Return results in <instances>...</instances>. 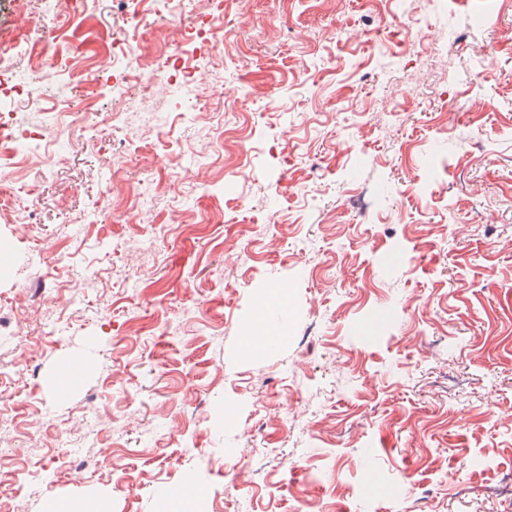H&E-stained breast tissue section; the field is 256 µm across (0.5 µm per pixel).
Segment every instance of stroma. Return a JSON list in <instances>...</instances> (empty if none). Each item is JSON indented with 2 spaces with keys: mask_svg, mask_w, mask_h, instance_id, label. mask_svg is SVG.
<instances>
[{
  "mask_svg": "<svg viewBox=\"0 0 512 512\" xmlns=\"http://www.w3.org/2000/svg\"><path fill=\"white\" fill-rule=\"evenodd\" d=\"M132 9L75 35L71 0H0V110L49 149L0 181L11 512L189 482L191 512H512V0H187L123 67L223 44L148 88L17 49L83 54ZM269 288L290 312L250 354ZM28 58L37 69H48L67 73L70 77H77L78 71L76 65L71 60L65 61L64 65L58 61H48L43 58L42 53L37 47L31 46L28 51Z\"/></svg>",
  "mask_w": 512,
  "mask_h": 512,
  "instance_id": "obj_1",
  "label": "stroma"
}]
</instances>
